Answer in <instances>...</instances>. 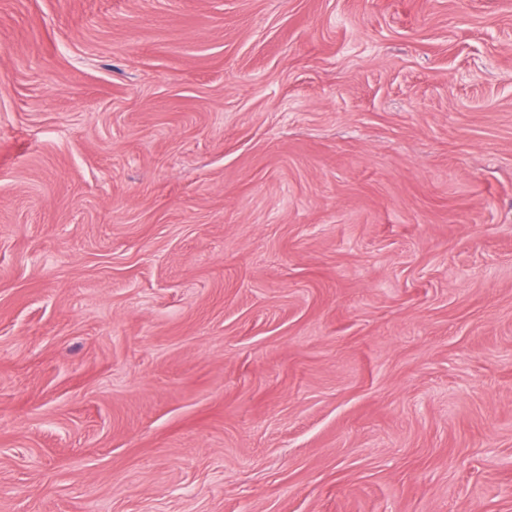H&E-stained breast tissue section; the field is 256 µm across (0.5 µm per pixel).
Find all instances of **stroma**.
Masks as SVG:
<instances>
[{
    "label": "stroma",
    "mask_w": 512,
    "mask_h": 512,
    "mask_svg": "<svg viewBox=\"0 0 512 512\" xmlns=\"http://www.w3.org/2000/svg\"><path fill=\"white\" fill-rule=\"evenodd\" d=\"M0 512H512V0H0Z\"/></svg>",
    "instance_id": "stroma-1"
}]
</instances>
